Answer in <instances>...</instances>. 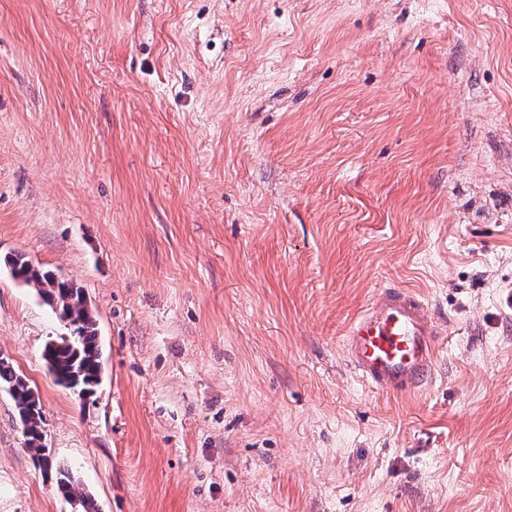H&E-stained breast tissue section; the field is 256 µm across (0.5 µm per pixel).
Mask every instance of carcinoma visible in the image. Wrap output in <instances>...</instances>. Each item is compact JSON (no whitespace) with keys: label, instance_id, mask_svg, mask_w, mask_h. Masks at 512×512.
<instances>
[{"label":"carcinoma","instance_id":"cac0c4a2","mask_svg":"<svg viewBox=\"0 0 512 512\" xmlns=\"http://www.w3.org/2000/svg\"><path fill=\"white\" fill-rule=\"evenodd\" d=\"M13 275L20 282L37 289L40 296L73 326V335L51 341L43 348V359L57 382L75 389L86 399L94 395L100 384L101 350L95 328L82 290L60 280L49 271L33 266L22 256L8 261ZM8 388L29 451L45 469L52 468V461L45 454L43 444L44 419L40 400L31 387L17 374L5 357H0V386ZM57 490L67 499L78 503L82 512H96L94 504L80 489L79 484L65 471H59Z\"/></svg>","mask_w":512,"mask_h":512}]
</instances>
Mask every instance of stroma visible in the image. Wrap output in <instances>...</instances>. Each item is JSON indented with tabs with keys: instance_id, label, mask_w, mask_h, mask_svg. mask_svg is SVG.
<instances>
[{
	"instance_id": "stroma-1",
	"label": "stroma",
	"mask_w": 512,
	"mask_h": 512,
	"mask_svg": "<svg viewBox=\"0 0 512 512\" xmlns=\"http://www.w3.org/2000/svg\"><path fill=\"white\" fill-rule=\"evenodd\" d=\"M82 288L103 380L6 257ZM387 286L437 323L363 385ZM0 512H512V0H0ZM433 317L407 290L384 289L349 325L346 357L370 388L418 390L433 379ZM2 385L7 386L14 401L19 422L26 436L27 449L34 453L35 458L45 469H51L52 461L45 454L43 444L45 422L41 402L5 357H0V386ZM59 474L57 490L70 501L78 502L82 509L80 512H96L92 501L85 496L79 484L73 480L71 475L61 469H59Z\"/></svg>"
}]
</instances>
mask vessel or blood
Here are the masks:
<instances>
[{
  "label": "vessel or blood",
  "mask_w": 512,
  "mask_h": 512,
  "mask_svg": "<svg viewBox=\"0 0 512 512\" xmlns=\"http://www.w3.org/2000/svg\"><path fill=\"white\" fill-rule=\"evenodd\" d=\"M434 334L425 303L410 291L388 288L350 323L347 361L368 387L418 390L433 379Z\"/></svg>",
  "instance_id": "obj_1"
}]
</instances>
